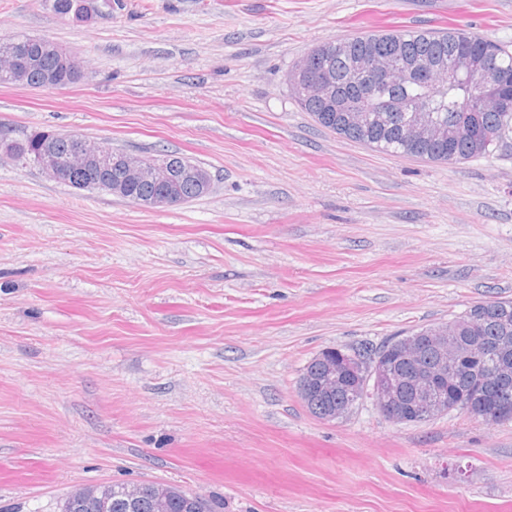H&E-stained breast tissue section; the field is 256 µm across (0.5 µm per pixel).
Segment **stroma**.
Wrapping results in <instances>:
<instances>
[{"label":"stroma","instance_id":"stroma-1","mask_svg":"<svg viewBox=\"0 0 512 512\" xmlns=\"http://www.w3.org/2000/svg\"><path fill=\"white\" fill-rule=\"evenodd\" d=\"M85 22L0 0V36L83 76L0 84V140L172 152L211 191L148 209L0 149V512L162 482L218 512H512V422L396 425L298 395L326 348L378 347L512 300V138L439 164L319 126L287 75L369 31L512 46V0H97Z\"/></svg>","mask_w":512,"mask_h":512}]
</instances>
